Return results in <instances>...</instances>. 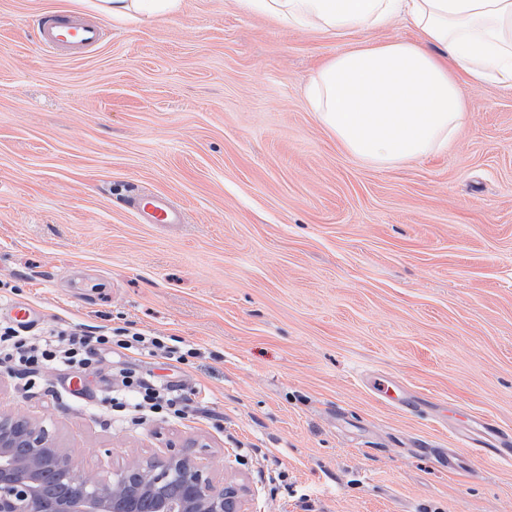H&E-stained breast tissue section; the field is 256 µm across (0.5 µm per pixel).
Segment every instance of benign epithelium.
Instances as JSON below:
<instances>
[{
  "label": "benign epithelium",
  "mask_w": 512,
  "mask_h": 512,
  "mask_svg": "<svg viewBox=\"0 0 512 512\" xmlns=\"http://www.w3.org/2000/svg\"><path fill=\"white\" fill-rule=\"evenodd\" d=\"M77 474L73 458L48 430L0 414V512H242L241 488L216 485L187 451L161 461L135 460L110 479L86 478L77 489L47 488L41 473Z\"/></svg>",
  "instance_id": "1"
}]
</instances>
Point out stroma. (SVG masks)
<instances>
[{
	"instance_id": "1",
	"label": "stroma",
	"mask_w": 512,
	"mask_h": 512,
	"mask_svg": "<svg viewBox=\"0 0 512 512\" xmlns=\"http://www.w3.org/2000/svg\"><path fill=\"white\" fill-rule=\"evenodd\" d=\"M0 0V282L42 324L124 323L198 351L179 375L204 422L113 428L0 376V412L45 426L86 475L192 448L249 512H512V464L488 466L489 419L512 433V90L465 89L437 153L373 167L306 103L311 76L404 19L330 37L240 0L103 22L80 59L38 48L46 13ZM182 224L141 223L128 186ZM422 399L386 404L376 380ZM452 448L451 473L434 456Z\"/></svg>"
}]
</instances>
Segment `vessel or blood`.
<instances>
[{
	"label": "vessel or blood",
	"instance_id": "b4317fda",
	"mask_svg": "<svg viewBox=\"0 0 512 512\" xmlns=\"http://www.w3.org/2000/svg\"><path fill=\"white\" fill-rule=\"evenodd\" d=\"M100 40L101 33L96 24L72 15L49 13L40 17L38 22L37 41L46 51L82 57ZM135 201L142 223L179 224L183 221L182 210L157 194L140 192L136 194ZM0 314L26 326L37 325L41 319L39 310L24 302L1 304ZM377 391L384 402L396 407H407L417 401L416 396L404 386L391 381L378 382Z\"/></svg>",
	"mask_w": 512,
	"mask_h": 512
}]
</instances>
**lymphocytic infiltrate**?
<instances>
[{
	"label": "lymphocytic infiltrate",
	"instance_id": "lymphocytic-infiltrate-1",
	"mask_svg": "<svg viewBox=\"0 0 512 512\" xmlns=\"http://www.w3.org/2000/svg\"><path fill=\"white\" fill-rule=\"evenodd\" d=\"M132 354L163 357L176 369L196 357L197 351L180 350L168 345L166 337L124 326L88 336L74 329L20 330L0 323V368L13 373L25 392L43 388L46 372L78 369L92 374L109 356L119 364L112 369V383L94 406V415L117 427L157 419H198V407L181 386L123 365V358Z\"/></svg>",
	"mask_w": 512,
	"mask_h": 512
}]
</instances>
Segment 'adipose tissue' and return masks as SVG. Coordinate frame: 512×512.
<instances>
[{"label":"adipose tissue","mask_w":512,"mask_h":512,"mask_svg":"<svg viewBox=\"0 0 512 512\" xmlns=\"http://www.w3.org/2000/svg\"><path fill=\"white\" fill-rule=\"evenodd\" d=\"M292 28L340 36L406 14L419 42L365 41L314 75L309 105L353 156L388 166L451 142L464 119L462 85L512 89V0H241ZM105 18H169L182 0H93Z\"/></svg>","instance_id":"1"}]
</instances>
